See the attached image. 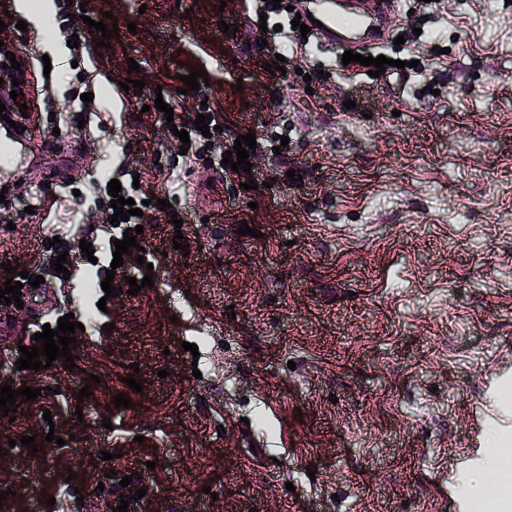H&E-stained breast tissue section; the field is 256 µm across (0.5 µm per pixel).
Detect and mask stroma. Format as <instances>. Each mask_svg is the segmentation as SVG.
<instances>
[{"label": "stroma", "mask_w": 512, "mask_h": 512, "mask_svg": "<svg viewBox=\"0 0 512 512\" xmlns=\"http://www.w3.org/2000/svg\"><path fill=\"white\" fill-rule=\"evenodd\" d=\"M318 8L47 0L40 18L0 0L28 80L27 141L0 171V278L7 262L42 275L22 290L45 298L42 321L83 325L74 369L20 370L38 323L0 304V386L41 391L0 414V512H112V471L144 490L137 512H471L496 480L490 440L512 445V0H395L379 51L408 61L400 93L288 25ZM108 12L104 49L86 22ZM132 60L145 86L126 91ZM194 69L208 84L179 93ZM204 105L220 130L181 154L173 130ZM251 131V170H222ZM127 174L145 262L124 256L104 301L87 290L111 266L98 187ZM83 241L95 261L63 278L59 253Z\"/></svg>", "instance_id": "stroma-1"}]
</instances>
